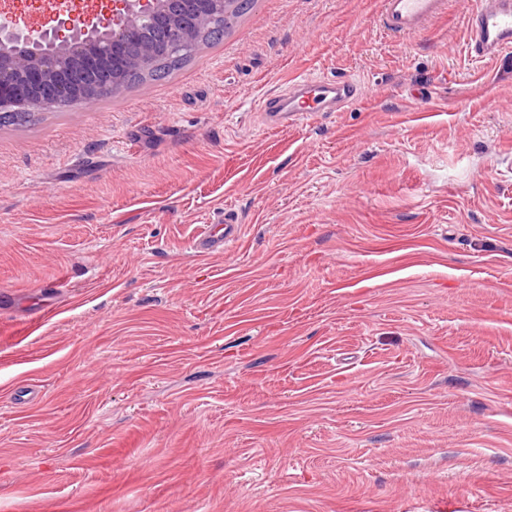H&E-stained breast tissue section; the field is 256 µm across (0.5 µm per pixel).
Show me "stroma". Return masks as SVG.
Here are the masks:
<instances>
[{
	"mask_svg": "<svg viewBox=\"0 0 512 512\" xmlns=\"http://www.w3.org/2000/svg\"><path fill=\"white\" fill-rule=\"evenodd\" d=\"M380 7L0 128V512H512V57ZM310 75L365 93L264 125ZM240 235L241 224L238 218L230 211H225L223 224L207 225L206 231L194 239L192 248L198 256L223 252L237 242Z\"/></svg>",
	"mask_w": 512,
	"mask_h": 512,
	"instance_id": "stroma-1",
	"label": "stroma"
}]
</instances>
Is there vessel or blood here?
Segmentation results:
<instances>
[{
	"label": "vessel or blood",
	"mask_w": 512,
	"mask_h": 512,
	"mask_svg": "<svg viewBox=\"0 0 512 512\" xmlns=\"http://www.w3.org/2000/svg\"><path fill=\"white\" fill-rule=\"evenodd\" d=\"M447 0H383L380 24L394 33L411 34L442 15ZM470 54L479 60H495L512 51V0H477L467 19ZM364 89L349 78L318 80L303 78L287 92L267 99L265 121L271 126L296 124L308 112H335L358 100ZM241 235L233 213H225L220 224L207 225L193 241L197 255L224 251Z\"/></svg>",
	"instance_id": "b4317fda"
}]
</instances>
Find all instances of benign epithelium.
I'll return each instance as SVG.
<instances>
[{"instance_id":"1","label":"benign epithelium","mask_w":512,"mask_h":512,"mask_svg":"<svg viewBox=\"0 0 512 512\" xmlns=\"http://www.w3.org/2000/svg\"><path fill=\"white\" fill-rule=\"evenodd\" d=\"M224 11V0H195L191 15L204 27ZM166 17L170 54L182 51L190 38L184 19L169 14L164 0H113L112 8L88 16L77 14L50 28L21 29L8 14H0V47L15 44L17 52L0 50V112L63 110L75 100L66 84L71 70L99 57L126 63L127 43L139 26Z\"/></svg>"}]
</instances>
